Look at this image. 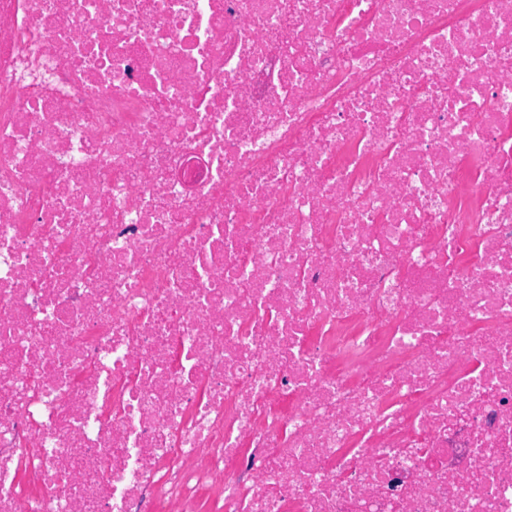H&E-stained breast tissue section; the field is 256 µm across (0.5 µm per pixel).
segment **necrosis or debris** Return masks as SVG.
I'll return each mask as SVG.
<instances>
[{
    "label": "necrosis or debris",
    "instance_id": "1",
    "mask_svg": "<svg viewBox=\"0 0 512 512\" xmlns=\"http://www.w3.org/2000/svg\"><path fill=\"white\" fill-rule=\"evenodd\" d=\"M0 512H512V0H0Z\"/></svg>",
    "mask_w": 512,
    "mask_h": 512
}]
</instances>
